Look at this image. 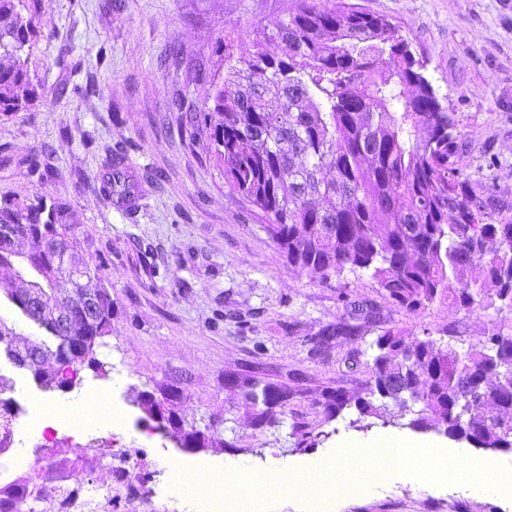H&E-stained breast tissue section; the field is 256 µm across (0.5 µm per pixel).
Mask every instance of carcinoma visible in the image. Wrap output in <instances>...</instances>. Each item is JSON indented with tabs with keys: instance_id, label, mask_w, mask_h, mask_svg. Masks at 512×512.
<instances>
[{
	"instance_id": "cac0c4a2",
	"label": "carcinoma",
	"mask_w": 512,
	"mask_h": 512,
	"mask_svg": "<svg viewBox=\"0 0 512 512\" xmlns=\"http://www.w3.org/2000/svg\"><path fill=\"white\" fill-rule=\"evenodd\" d=\"M37 31L27 0H0V114L27 110L34 90L22 52ZM277 44L271 51L268 45ZM426 64L388 20L350 4L297 0L283 22L253 31L252 51L234 54L224 41V81L196 116L210 131L213 157L229 187L248 199L288 264L321 285L346 272H365L385 303L415 314L449 304L470 314H512V209L487 183L459 167L464 140L457 113L448 111L425 76ZM126 150L106 159L105 198H135ZM71 207L58 198L0 205V267L24 270L47 304L28 305L27 285L9 298L56 342L23 346L4 341L19 367L41 386L69 389L81 368L103 369L99 340L112 332V300L92 324L76 323L71 338L53 333L60 317L57 283L72 264L88 266L85 287L107 292L102 263L76 251ZM345 315L306 340L313 357L349 345L341 358L365 376L351 399L329 389L319 405L325 420L356 409L396 425L435 428L475 448L512 450V425L488 410L512 414V390L489 385L512 371V322L494 323L473 340L452 327L410 334L376 302L362 313L359 300L340 293ZM243 391L251 423L274 427L297 392L255 377L229 376ZM134 402L163 413L169 434L206 447L200 428L185 426L149 391ZM296 446L312 448L318 435L292 426ZM22 487L0 488V512H20Z\"/></svg>"
}]
</instances>
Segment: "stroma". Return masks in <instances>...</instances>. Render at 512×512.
I'll return each instance as SVG.
<instances>
[{"mask_svg": "<svg viewBox=\"0 0 512 512\" xmlns=\"http://www.w3.org/2000/svg\"><path fill=\"white\" fill-rule=\"evenodd\" d=\"M383 16L423 56L441 103L457 112L465 147L461 163L476 181H492L512 201V0H349ZM38 35L25 47L36 97L0 116V199L54 197L70 204L78 250L105 262L112 331L97 349L103 370L83 368L76 390L95 395L97 414L126 417L124 428L80 426L71 419L29 430L39 402L66 399L16 367L0 348V379L16 414L11 443L0 452V488L26 483L29 512H70L84 498L92 512H190L171 494L162 460L197 474L228 458L264 459L275 448L299 465L317 462L349 432L355 408L325 421L321 393L357 396L362 375L347 373L345 347L310 358L304 344L343 313L338 289L373 299L368 274L345 273L310 284L288 265L251 204L232 191L212 158L210 134L188 126L214 84L224 78V41L250 50L252 32L274 30L295 0H29ZM96 83L84 96L80 87ZM182 108H175V100ZM126 149L135 205L104 198V163ZM0 268V335L46 340L6 291ZM405 329L459 326L479 337L490 324L433 305L395 313ZM253 375L297 389L281 426L257 429L227 373ZM178 385L172 409L185 423L204 420L207 447L182 451L135 403L137 392ZM323 431L299 450L292 427ZM127 465L135 479L114 480ZM328 512H512V499L461 487L404 480L373 495L357 488Z\"/></svg>", "mask_w": 512, "mask_h": 512, "instance_id": "obj_1", "label": "stroma"}]
</instances>
